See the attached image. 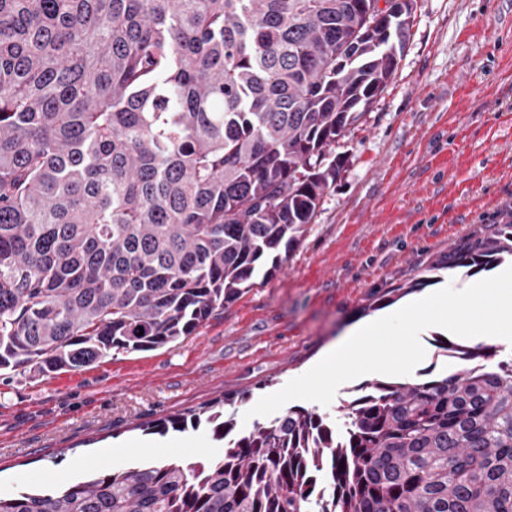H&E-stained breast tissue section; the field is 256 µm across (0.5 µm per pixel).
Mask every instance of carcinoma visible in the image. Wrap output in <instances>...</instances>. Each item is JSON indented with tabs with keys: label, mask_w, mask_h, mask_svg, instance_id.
Returning a JSON list of instances; mask_svg holds the SVG:
<instances>
[{
	"label": "carcinoma",
	"mask_w": 512,
	"mask_h": 512,
	"mask_svg": "<svg viewBox=\"0 0 512 512\" xmlns=\"http://www.w3.org/2000/svg\"><path fill=\"white\" fill-rule=\"evenodd\" d=\"M0 0V371L173 347L282 269L337 139L409 39L392 0ZM512 256V211L439 269ZM455 371L292 406L223 453L138 461L0 512H512V358L434 335ZM185 415L157 420L198 426Z\"/></svg>",
	"instance_id": "cac0c4a2"
}]
</instances>
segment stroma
<instances>
[{"label":"stroma","instance_id":"stroma-1","mask_svg":"<svg viewBox=\"0 0 512 512\" xmlns=\"http://www.w3.org/2000/svg\"><path fill=\"white\" fill-rule=\"evenodd\" d=\"M412 19L384 92L334 145L340 174L281 271L175 347L32 379L0 372L1 494L140 457L220 454L211 427L149 426L227 396L249 411L353 324L436 291L418 280L449 247L492 235L512 209V0H414ZM401 285L408 294L378 307Z\"/></svg>","mask_w":512,"mask_h":512}]
</instances>
